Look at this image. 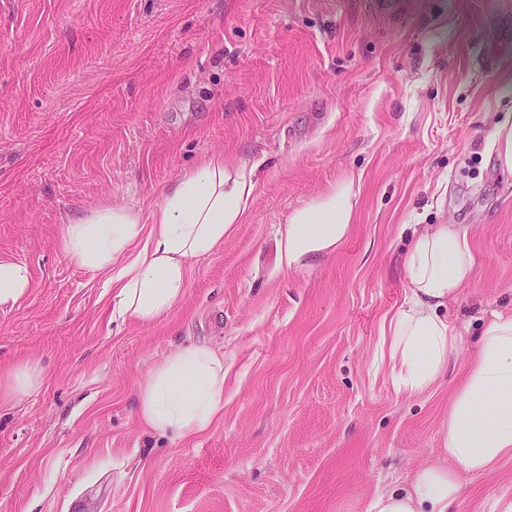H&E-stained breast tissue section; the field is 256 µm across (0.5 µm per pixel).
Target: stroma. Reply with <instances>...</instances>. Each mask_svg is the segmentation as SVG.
I'll return each mask as SVG.
<instances>
[{
	"label": "stroma",
	"mask_w": 512,
	"mask_h": 512,
	"mask_svg": "<svg viewBox=\"0 0 512 512\" xmlns=\"http://www.w3.org/2000/svg\"><path fill=\"white\" fill-rule=\"evenodd\" d=\"M375 2L0 0V253L34 278L0 312V368L42 371L37 393L0 402V512H373L442 462L486 319L512 309V175L488 148L512 108V0ZM219 151L257 166L242 223L191 261L169 316L113 322L64 225L148 212ZM352 173L346 239L280 268V225ZM420 224L466 231L474 275L445 311L447 371L407 396L374 356ZM196 343L224 355V409L158 437L138 389ZM458 478L452 512L512 499V458Z\"/></svg>",
	"instance_id": "obj_1"
}]
</instances>
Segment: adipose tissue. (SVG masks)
Here are the masks:
<instances>
[{
    "mask_svg": "<svg viewBox=\"0 0 512 512\" xmlns=\"http://www.w3.org/2000/svg\"><path fill=\"white\" fill-rule=\"evenodd\" d=\"M255 189L247 164L228 166L216 153L183 171L149 214L102 205L66 224L60 249L112 290V313L143 323L169 315L184 299L189 264L221 249L241 223ZM355 180L347 178L295 210L278 236V264L293 270L333 253L355 221ZM409 302L391 317L379 349L397 392L419 395L444 374L459 335L443 311L470 282L467 234L451 224L415 232L403 258ZM24 262L0 254V309L30 293ZM41 372L25 361L0 371V401L39 389ZM224 408V356L191 345L165 356L141 383L137 416L156 435L184 438L207 431ZM449 462L418 470L405 486L380 494L375 512H448L462 486L457 469L488 471L512 457V313L496 312L484 328L467 378L448 413Z\"/></svg>",
    "mask_w": 512,
    "mask_h": 512,
    "instance_id": "adipose-tissue-1",
    "label": "adipose tissue"
}]
</instances>
